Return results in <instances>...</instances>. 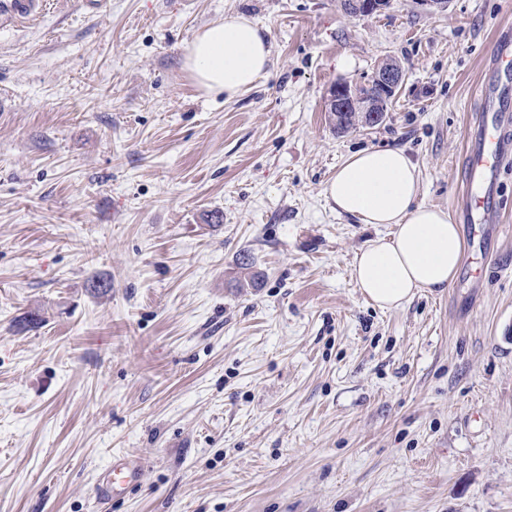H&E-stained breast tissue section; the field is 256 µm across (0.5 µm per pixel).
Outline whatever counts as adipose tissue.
Here are the masks:
<instances>
[{
	"instance_id": "adipose-tissue-1",
	"label": "adipose tissue",
	"mask_w": 512,
	"mask_h": 512,
	"mask_svg": "<svg viewBox=\"0 0 512 512\" xmlns=\"http://www.w3.org/2000/svg\"><path fill=\"white\" fill-rule=\"evenodd\" d=\"M270 49L248 19L210 24L185 46L183 65L210 95L233 98L266 72ZM326 193L338 213L364 224H390L391 237L369 240L356 253L352 277L366 299L399 308L417 291H443L455 281L463 240L448 211L419 200V171L403 150H365L337 169Z\"/></svg>"
}]
</instances>
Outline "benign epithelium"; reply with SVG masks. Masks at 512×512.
Masks as SVG:
<instances>
[{
  "label": "benign epithelium",
  "mask_w": 512,
  "mask_h": 512,
  "mask_svg": "<svg viewBox=\"0 0 512 512\" xmlns=\"http://www.w3.org/2000/svg\"><path fill=\"white\" fill-rule=\"evenodd\" d=\"M385 2L386 0H345V7L349 14L359 15L380 11L384 9ZM403 82L402 68L383 64L376 69L372 83L364 89L353 87L344 80L334 83L329 89L327 107L335 112H346L360 105L376 121L383 112L382 101L395 95Z\"/></svg>",
  "instance_id": "benign-epithelium-1"
}]
</instances>
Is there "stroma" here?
<instances>
[{
	"label": "stroma",
	"mask_w": 512,
	"mask_h": 512,
	"mask_svg": "<svg viewBox=\"0 0 512 512\" xmlns=\"http://www.w3.org/2000/svg\"><path fill=\"white\" fill-rule=\"evenodd\" d=\"M341 3L55 0L0 27V512H512V159L453 285L394 310L352 279L392 225L326 196L394 147L459 216L512 5ZM237 16L268 73L205 95L183 48ZM389 60L384 121L337 131L330 87ZM118 455L140 480L96 504Z\"/></svg>",
	"instance_id": "stroma-1"
}]
</instances>
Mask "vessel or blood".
<instances>
[{
    "label": "vessel or blood",
    "instance_id": "vessel-or-blood-1",
    "mask_svg": "<svg viewBox=\"0 0 512 512\" xmlns=\"http://www.w3.org/2000/svg\"><path fill=\"white\" fill-rule=\"evenodd\" d=\"M44 0H0V27L22 18L37 17ZM496 76L512 81V43L501 41L493 55ZM512 122V114L503 105L484 100L478 135L467 150V182L460 207L469 224H486L493 210L490 189L512 143L502 137L503 127ZM140 476L139 464L125 457L113 459L96 487V496L106 500L116 496Z\"/></svg>",
    "mask_w": 512,
    "mask_h": 512
}]
</instances>
